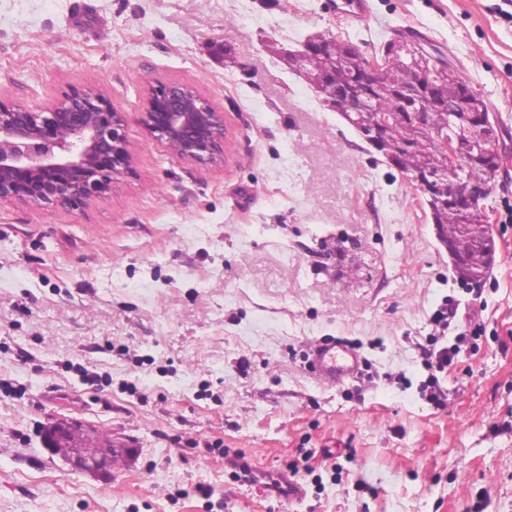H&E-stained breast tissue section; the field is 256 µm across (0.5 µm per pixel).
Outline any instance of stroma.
<instances>
[{
  "label": "stroma",
  "instance_id": "obj_1",
  "mask_svg": "<svg viewBox=\"0 0 512 512\" xmlns=\"http://www.w3.org/2000/svg\"><path fill=\"white\" fill-rule=\"evenodd\" d=\"M364 2L361 19L333 0H0V100L103 90L132 168L77 209L0 199V512H512V4ZM312 33L367 57L437 48L486 101L505 157L480 285L408 177L275 54ZM157 81L223 113V164L147 135ZM450 298L440 344L478 332L438 407L420 347ZM332 337L368 362L335 385L305 359ZM62 420L117 461L48 448ZM285 479L301 502L272 491Z\"/></svg>",
  "mask_w": 512,
  "mask_h": 512
}]
</instances>
